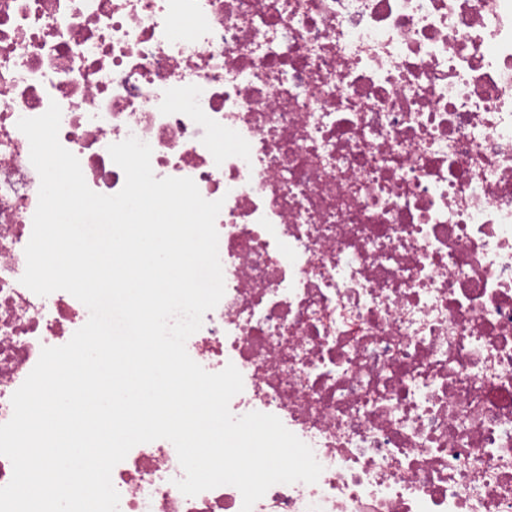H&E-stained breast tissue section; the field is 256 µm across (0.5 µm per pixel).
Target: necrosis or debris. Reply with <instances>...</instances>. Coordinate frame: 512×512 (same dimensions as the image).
<instances>
[{
  "label": "necrosis or debris",
  "mask_w": 512,
  "mask_h": 512,
  "mask_svg": "<svg viewBox=\"0 0 512 512\" xmlns=\"http://www.w3.org/2000/svg\"><path fill=\"white\" fill-rule=\"evenodd\" d=\"M53 101L92 191L123 188L108 147L134 136L223 202L225 293L186 350L323 467L252 512H512V0H0V424L89 318L20 282L17 122ZM183 477L136 445L119 512H241Z\"/></svg>",
  "instance_id": "4bbe7bcc"
}]
</instances>
